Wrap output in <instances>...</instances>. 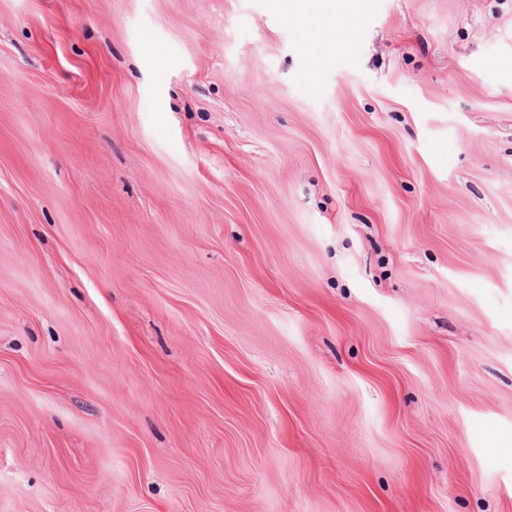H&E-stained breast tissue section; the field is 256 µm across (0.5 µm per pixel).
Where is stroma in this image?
<instances>
[{"mask_svg": "<svg viewBox=\"0 0 512 512\" xmlns=\"http://www.w3.org/2000/svg\"><path fill=\"white\" fill-rule=\"evenodd\" d=\"M0 512H512V0H0ZM311 1H322L313 3ZM276 6L280 8L287 15L294 13L302 15L303 32L306 37H309L313 29H317L318 15L317 9L327 7H335L336 3L344 6L346 11V20L352 25L359 9V1L348 0H276ZM351 42L350 29H345L341 35L331 37L330 35H316L311 42L313 58L317 63L324 62L332 54L346 51Z\"/></svg>", "mask_w": 512, "mask_h": 512, "instance_id": "stroma-1", "label": "stroma"}]
</instances>
